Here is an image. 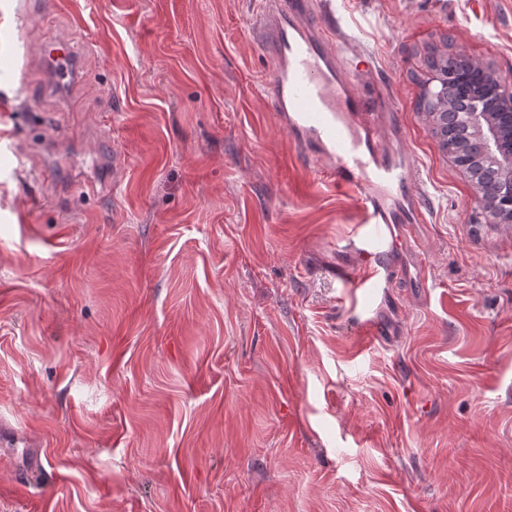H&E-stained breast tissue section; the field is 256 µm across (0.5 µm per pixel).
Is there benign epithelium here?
<instances>
[{"instance_id": "1", "label": "benign epithelium", "mask_w": 512, "mask_h": 512, "mask_svg": "<svg viewBox=\"0 0 512 512\" xmlns=\"http://www.w3.org/2000/svg\"><path fill=\"white\" fill-rule=\"evenodd\" d=\"M484 70L481 64L471 68L480 81L471 85L469 95L482 102L481 108L471 114L477 130L474 146L494 159L500 178L512 186V75L494 73L488 80ZM435 82L427 93V110L447 125L448 100L455 97L457 81L437 78Z\"/></svg>"}]
</instances>
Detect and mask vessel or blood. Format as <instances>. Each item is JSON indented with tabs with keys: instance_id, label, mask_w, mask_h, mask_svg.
Returning <instances> with one entry per match:
<instances>
[{
	"instance_id": "1",
	"label": "vessel or blood",
	"mask_w": 512,
	"mask_h": 512,
	"mask_svg": "<svg viewBox=\"0 0 512 512\" xmlns=\"http://www.w3.org/2000/svg\"><path fill=\"white\" fill-rule=\"evenodd\" d=\"M315 6L335 13L332 0H262L255 26L271 60L267 93L294 146L328 159L326 178L357 198L362 266L339 276L371 308L394 277L386 263L393 246L388 227L425 223L424 189L413 162L398 148L403 131L394 114L366 102L356 89L350 36L339 24L314 23ZM43 56L52 86L63 88L77 68L70 41L49 40Z\"/></svg>"
}]
</instances>
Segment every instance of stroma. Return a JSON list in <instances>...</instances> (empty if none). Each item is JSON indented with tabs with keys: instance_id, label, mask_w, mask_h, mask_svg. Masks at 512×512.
<instances>
[{
	"instance_id": "35a3bbf8",
	"label": "stroma",
	"mask_w": 512,
	"mask_h": 512,
	"mask_svg": "<svg viewBox=\"0 0 512 512\" xmlns=\"http://www.w3.org/2000/svg\"><path fill=\"white\" fill-rule=\"evenodd\" d=\"M335 4L425 190L370 346L362 213L270 110L258 0L0 12V512H512V223L422 105L431 51L512 73V0ZM44 59L48 66L51 85L61 89L74 77L77 68L75 52L70 40L55 38L49 40L44 46ZM67 78L66 81H63Z\"/></svg>"
}]
</instances>
